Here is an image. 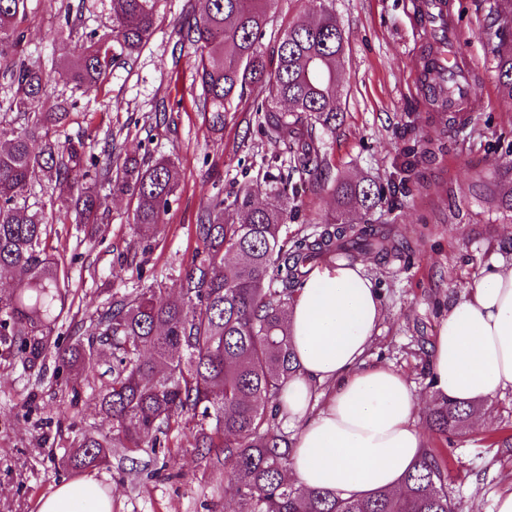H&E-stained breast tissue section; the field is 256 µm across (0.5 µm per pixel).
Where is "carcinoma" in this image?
Masks as SVG:
<instances>
[{
    "label": "carcinoma",
    "instance_id": "1",
    "mask_svg": "<svg viewBox=\"0 0 512 512\" xmlns=\"http://www.w3.org/2000/svg\"><path fill=\"white\" fill-rule=\"evenodd\" d=\"M110 2L111 28L87 35L79 54L56 70L58 80L81 97L98 90L112 67L140 52L154 33L157 0ZM273 2L205 0L204 10L187 24L194 81L216 130L224 128V113L236 99L258 89L259 125L271 141L303 128L294 163L307 171L322 163L314 149L317 132L336 126L341 111L344 33L323 6L315 21L288 26L269 56L262 38ZM27 18L28 0H0V75L11 88L0 111L16 110L26 119L17 129L0 125V273L16 274L0 287V344L16 349L31 367L55 349L56 372L67 384L92 388L100 412L112 420L110 436L86 431L76 437L65 466L100 467L114 448H154L180 428L191 433L195 448L222 449L235 512H457L443 459L432 448L423 449L399 494L343 498L286 477L292 448L276 417L281 390L298 366L284 318L317 264L399 251L374 225L345 222L350 210L368 212L377 205L380 189L371 183L338 182L336 222L292 242L281 237L288 218L285 189L271 191L262 204L249 190L228 205L218 196L198 217L204 257L181 278L177 295L164 297L153 286L113 292L83 333L64 345L50 342L66 308L67 274L47 252L52 224L43 207L27 202L33 184L44 179L69 190L71 174L79 171L84 184L78 195L60 199L73 209L75 223H99L106 187L110 195L134 201L133 223L148 238L179 182L168 158L149 163L127 156L100 169L82 143L54 136L68 113L41 110L43 74L18 53ZM511 34L512 0H500L486 35L496 42L499 90L510 103ZM230 209L239 220L224 219ZM475 410L445 399L427 415L428 427L448 438L466 429Z\"/></svg>",
    "mask_w": 512,
    "mask_h": 512
}]
</instances>
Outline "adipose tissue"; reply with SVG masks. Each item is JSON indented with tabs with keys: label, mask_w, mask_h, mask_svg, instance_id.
Returning <instances> with one entry per match:
<instances>
[{
	"label": "adipose tissue",
	"mask_w": 512,
	"mask_h": 512,
	"mask_svg": "<svg viewBox=\"0 0 512 512\" xmlns=\"http://www.w3.org/2000/svg\"><path fill=\"white\" fill-rule=\"evenodd\" d=\"M382 318L359 267L315 270L287 316L297 375L282 412L299 426L290 461L297 485L349 497L395 490L421 454L418 399L405 376L366 362ZM432 393L485 403L512 389V268L496 265L448 306L430 356ZM37 512H112L91 476L58 485Z\"/></svg>",
	"instance_id": "adipose-tissue-1"
}]
</instances>
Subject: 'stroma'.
Listing matches in <instances>:
<instances>
[{"instance_id": "35a3bbf8", "label": "stroma", "mask_w": 512, "mask_h": 512, "mask_svg": "<svg viewBox=\"0 0 512 512\" xmlns=\"http://www.w3.org/2000/svg\"><path fill=\"white\" fill-rule=\"evenodd\" d=\"M60 6L61 0H28L25 56L46 73L74 52L73 41L47 37ZM323 6L344 32L345 54L343 116L322 136L318 173L295 170L289 150L264 137L255 92H245L219 131L197 109L184 21L201 12V0H158L149 43L78 108L70 106V86L48 83L44 111H68L65 130L82 139L86 154L104 160L109 141L124 155H168L180 183L147 243L135 230L129 197H112L99 224L78 225L64 210L53 211L47 249L68 271L70 303L57 335H73L108 293L140 281H158L164 293L176 294L200 258L195 224L213 197L229 201L248 189L260 202L272 176L281 175L289 198L282 234L292 240L334 222L335 182L372 181L384 192L381 202L369 212L352 211L349 219L376 224L403 244L407 258L365 254L356 260L383 305L371 360L403 373L428 397L430 351L450 301L484 269L512 266V254L501 249L512 238V104L499 95L497 59L485 35L496 0H460L463 47L481 100L462 123L441 114L414 86L423 50L415 45L410 0H275L263 49L272 51L289 24L313 20ZM429 410L419 407L414 423L427 447L446 453L458 512H494L497 496L512 491V447L498 443L512 435V392L493 399L489 424H470L450 442L429 431ZM84 431L112 432L92 389L71 390L53 368H29L0 345V512H36L39 498L57 484L80 480L63 459ZM92 473L111 493L112 512H232L226 466L194 449L186 432H171L162 448L144 449L133 462L115 452Z\"/></svg>"}]
</instances>
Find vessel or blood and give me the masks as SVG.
<instances>
[{
    "label": "vessel or blood",
    "instance_id": "vessel-or-blood-1",
    "mask_svg": "<svg viewBox=\"0 0 512 512\" xmlns=\"http://www.w3.org/2000/svg\"><path fill=\"white\" fill-rule=\"evenodd\" d=\"M411 4L419 22L418 30L430 45L433 58L430 71L419 72L418 83L424 86L435 79H444L448 87L444 109L458 121H465L479 101L470 72L461 65L457 52L459 29L455 0H411Z\"/></svg>",
    "mask_w": 512,
    "mask_h": 512
}]
</instances>
